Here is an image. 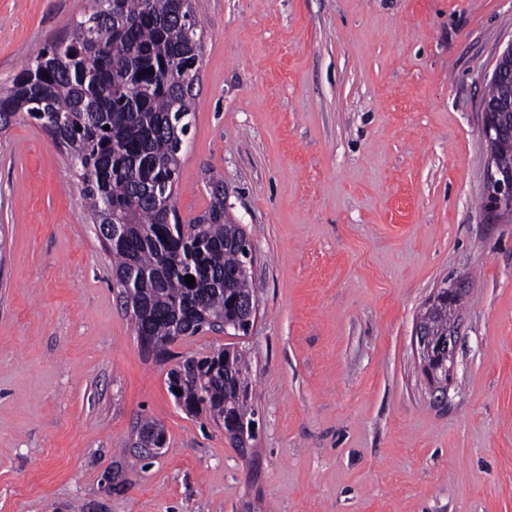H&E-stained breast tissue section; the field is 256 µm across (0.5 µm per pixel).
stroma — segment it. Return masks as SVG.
<instances>
[{
	"mask_svg": "<svg viewBox=\"0 0 512 512\" xmlns=\"http://www.w3.org/2000/svg\"><path fill=\"white\" fill-rule=\"evenodd\" d=\"M93 0H0V86ZM182 221L213 181L256 248L240 453L148 358L66 152L0 133V512H512V222L485 210L481 102L512 0H197ZM467 287L454 379L414 323ZM166 431L130 469L143 419ZM122 472L123 483L110 482Z\"/></svg>",
	"mask_w": 512,
	"mask_h": 512,
	"instance_id": "obj_1",
	"label": "stroma"
}]
</instances>
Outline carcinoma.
<instances>
[{
  "mask_svg": "<svg viewBox=\"0 0 512 512\" xmlns=\"http://www.w3.org/2000/svg\"><path fill=\"white\" fill-rule=\"evenodd\" d=\"M69 35L48 43L0 89V131L19 113L65 148L95 224H119L112 257L115 284L132 300L131 320L143 347L169 353L178 339L242 322L252 296L255 250L226 216L224 185L190 223L179 221L175 192L184 137L194 116V82L202 42L177 15L175 0H95ZM486 98L512 99V81L489 86ZM195 277L193 285L185 277ZM177 405L213 421L251 420L249 366L236 349L186 358L168 373ZM165 442L145 420L146 439Z\"/></svg>",
  "mask_w": 512,
  "mask_h": 512,
  "instance_id": "cac0c4a2",
  "label": "carcinoma"
}]
</instances>
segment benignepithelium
Segmentation results:
<instances>
[{
  "label": "benign epithelium",
  "mask_w": 512,
  "mask_h": 512,
  "mask_svg": "<svg viewBox=\"0 0 512 512\" xmlns=\"http://www.w3.org/2000/svg\"><path fill=\"white\" fill-rule=\"evenodd\" d=\"M509 76L512 77V40L499 53L489 82L497 83ZM482 109L481 136L489 148L490 161L487 204L497 215L512 220V163L499 151L504 139H512V123H506L504 118L508 106L504 103L496 108L485 101ZM465 292L462 284L454 282L443 291L435 290L427 299L424 305L426 312L440 304L448 306V328L445 331L433 332L422 316L414 327V342L421 359L422 373L433 389L443 393L447 392L453 376L459 327L458 306ZM256 433L257 423L245 420L241 427L231 429L229 436L239 440L241 450L245 451Z\"/></svg>",
  "instance_id": "benign-epithelium-1"
}]
</instances>
